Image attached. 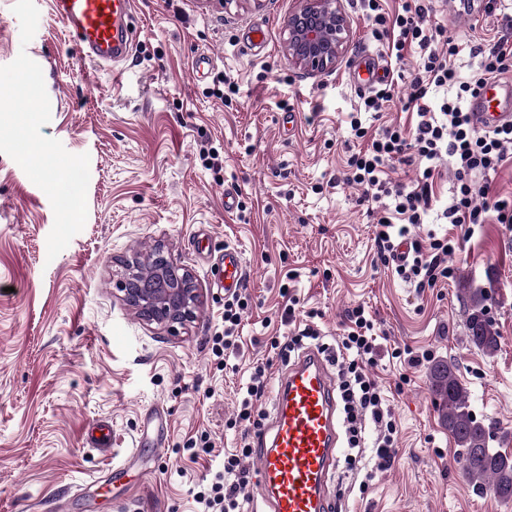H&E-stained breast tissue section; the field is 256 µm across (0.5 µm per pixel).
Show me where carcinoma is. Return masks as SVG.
I'll use <instances>...</instances> for the list:
<instances>
[{
  "mask_svg": "<svg viewBox=\"0 0 512 512\" xmlns=\"http://www.w3.org/2000/svg\"><path fill=\"white\" fill-rule=\"evenodd\" d=\"M463 295L467 305L468 343L490 356L500 344V333L489 315L492 291L465 288ZM429 383L432 394L439 400L442 421L457 447L463 476L477 493L489 491L504 503L512 501V450L490 447L496 428L477 419L470 409V393L458 375L457 364L433 363Z\"/></svg>",
  "mask_w": 512,
  "mask_h": 512,
  "instance_id": "carcinoma-1",
  "label": "carcinoma"
}]
</instances>
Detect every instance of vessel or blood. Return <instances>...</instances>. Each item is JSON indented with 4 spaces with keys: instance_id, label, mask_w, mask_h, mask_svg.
I'll return each mask as SVG.
<instances>
[{
    "instance_id": "b4317fda",
    "label": "vessel or blood",
    "mask_w": 512,
    "mask_h": 512,
    "mask_svg": "<svg viewBox=\"0 0 512 512\" xmlns=\"http://www.w3.org/2000/svg\"><path fill=\"white\" fill-rule=\"evenodd\" d=\"M81 62L94 67L124 60L134 48L132 0H51ZM501 82H488L469 108L482 128L512 123L504 108ZM216 262L224 269V290L240 288L244 278L241 252L225 248ZM273 414L254 436L259 464L255 512H328L329 483L341 444L338 395L327 360L315 349L299 355L275 379ZM142 443L165 447L168 425L162 414L144 419Z\"/></svg>"
}]
</instances>
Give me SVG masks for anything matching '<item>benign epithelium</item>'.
I'll return each mask as SVG.
<instances>
[{
  "label": "benign epithelium",
  "instance_id": "1",
  "mask_svg": "<svg viewBox=\"0 0 512 512\" xmlns=\"http://www.w3.org/2000/svg\"><path fill=\"white\" fill-rule=\"evenodd\" d=\"M283 30L289 63L307 73L336 67L352 38L343 0H295ZM118 289L142 319L163 328L190 321L200 304L192 274L178 266L161 244L126 264Z\"/></svg>",
  "mask_w": 512,
  "mask_h": 512
}]
</instances>
